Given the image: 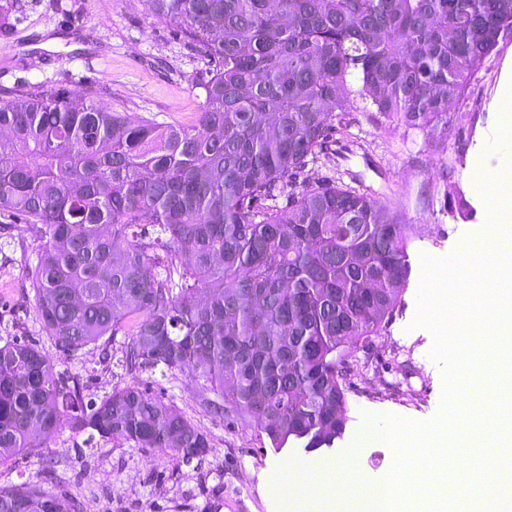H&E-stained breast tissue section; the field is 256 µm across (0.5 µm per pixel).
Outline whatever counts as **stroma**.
<instances>
[{
    "label": "stroma",
    "instance_id": "stroma-1",
    "mask_svg": "<svg viewBox=\"0 0 512 512\" xmlns=\"http://www.w3.org/2000/svg\"><path fill=\"white\" fill-rule=\"evenodd\" d=\"M212 63L178 26L149 18L141 0H12L0 22V102L21 90L57 86L71 94L94 91L97 102L160 124H191L204 98L200 86ZM512 38L501 41L476 68L465 98L448 114L445 141L356 110L346 132L329 143L325 157L309 165L299 184L343 181L362 185L389 201L402 223L426 224L428 235L408 244L410 274L392 318L358 351L350 367L343 440L313 452L272 447L258 424L234 415L218 417L199 404L189 377L126 371L102 359L100 347L67 358L43 331L31 281L40 242L27 221L0 209V336L35 340L55 370L78 377L85 395L137 385L162 394L207 435L211 450L191 463L148 448L103 442L85 447L61 425L49 447L69 480L67 499L84 512H295V496L272 489L274 471L314 474L323 461L356 449L366 479L390 472L395 452L387 444L354 447L366 416L393 415L418 422L434 418L444 391L443 368L431 356L434 336L414 326L422 256L444 258L462 250L476 233L491 229L490 202L478 175L512 171V140L504 128L512 105Z\"/></svg>",
    "mask_w": 512,
    "mask_h": 512
}]
</instances>
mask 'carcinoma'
<instances>
[{"mask_svg":"<svg viewBox=\"0 0 512 512\" xmlns=\"http://www.w3.org/2000/svg\"><path fill=\"white\" fill-rule=\"evenodd\" d=\"M210 58L197 123L161 125L92 92L0 103V209L41 242L42 328L66 357L128 337L131 370L185 374L211 413L260 424L275 448L332 447L350 360L379 335L408 275L387 203L297 178L357 102L443 134L448 102L512 36V0H142ZM284 198L286 205L277 200ZM71 429L189 463L207 435L136 385L85 399L35 341L0 336V464ZM54 462L0 483V512H59Z\"/></svg>","mask_w":512,"mask_h":512,"instance_id":"1","label":"carcinoma"}]
</instances>
